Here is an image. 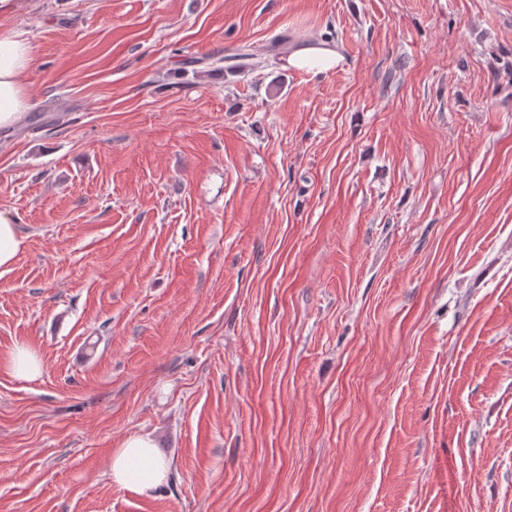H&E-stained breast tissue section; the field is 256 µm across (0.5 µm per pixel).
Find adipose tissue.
Instances as JSON below:
<instances>
[{
	"instance_id": "ef3b65f1",
	"label": "adipose tissue",
	"mask_w": 512,
	"mask_h": 512,
	"mask_svg": "<svg viewBox=\"0 0 512 512\" xmlns=\"http://www.w3.org/2000/svg\"><path fill=\"white\" fill-rule=\"evenodd\" d=\"M31 65L30 47L25 39L0 30V129L17 125L29 107L24 82ZM169 472V461L146 434L128 437L109 464L113 483L142 496L155 495Z\"/></svg>"
}]
</instances>
